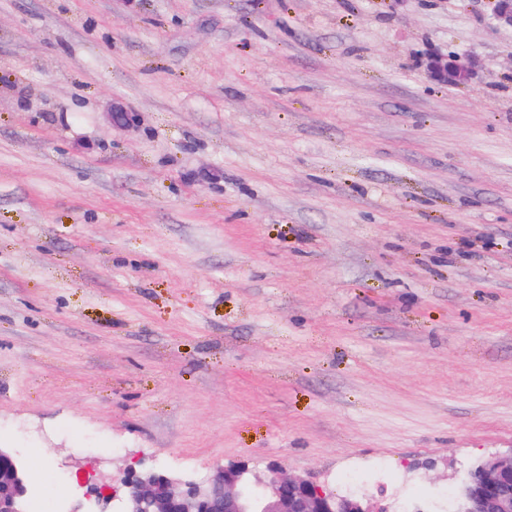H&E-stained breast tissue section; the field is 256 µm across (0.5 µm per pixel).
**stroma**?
Instances as JSON below:
<instances>
[{"label": "stroma", "mask_w": 512, "mask_h": 512, "mask_svg": "<svg viewBox=\"0 0 512 512\" xmlns=\"http://www.w3.org/2000/svg\"><path fill=\"white\" fill-rule=\"evenodd\" d=\"M0 446L49 512L236 462L454 512L512 451L489 0H0ZM476 66V60H463L455 53H429L425 58L428 77L436 84L444 86L467 84L474 75Z\"/></svg>", "instance_id": "stroma-1"}]
</instances>
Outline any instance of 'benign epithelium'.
<instances>
[{"mask_svg":"<svg viewBox=\"0 0 512 512\" xmlns=\"http://www.w3.org/2000/svg\"><path fill=\"white\" fill-rule=\"evenodd\" d=\"M494 19L512 26V0H491ZM477 61L455 53H429L428 77L444 86L467 84ZM29 474L20 456L0 447V512H27ZM124 512H371L361 499L326 491L301 476L260 472L247 464L220 466L201 481L153 468L131 471L123 481ZM91 493L108 504L112 479L101 477ZM457 512H512V454H492L472 466L457 499Z\"/></svg>","mask_w":512,"mask_h":512,"instance_id":"1","label":"benign epithelium"}]
</instances>
